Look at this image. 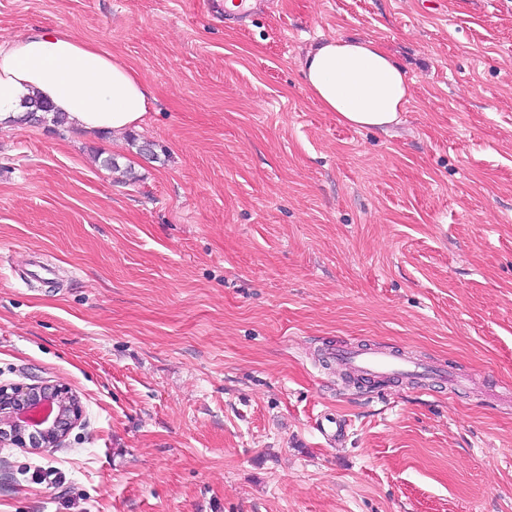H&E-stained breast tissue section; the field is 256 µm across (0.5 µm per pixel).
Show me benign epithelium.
Returning <instances> with one entry per match:
<instances>
[{
  "label": "benign epithelium",
  "mask_w": 512,
  "mask_h": 512,
  "mask_svg": "<svg viewBox=\"0 0 512 512\" xmlns=\"http://www.w3.org/2000/svg\"><path fill=\"white\" fill-rule=\"evenodd\" d=\"M83 418L80 398L68 387L35 377L0 382V447L52 453Z\"/></svg>",
  "instance_id": "7a95c632"
}]
</instances>
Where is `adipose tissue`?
Returning <instances> with one entry per match:
<instances>
[{"instance_id": "adipose-tissue-1", "label": "adipose tissue", "mask_w": 512, "mask_h": 512, "mask_svg": "<svg viewBox=\"0 0 512 512\" xmlns=\"http://www.w3.org/2000/svg\"><path fill=\"white\" fill-rule=\"evenodd\" d=\"M301 66L311 99L354 127L387 129L410 102L405 71L367 38L324 40ZM36 95L65 114L70 130L86 134L138 127L150 105L133 67L70 32L44 28L0 40V127Z\"/></svg>"}]
</instances>
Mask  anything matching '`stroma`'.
<instances>
[{
    "instance_id": "obj_1",
    "label": "stroma",
    "mask_w": 512,
    "mask_h": 512,
    "mask_svg": "<svg viewBox=\"0 0 512 512\" xmlns=\"http://www.w3.org/2000/svg\"><path fill=\"white\" fill-rule=\"evenodd\" d=\"M35 27L140 73L155 154L0 130V381L84 408L65 448L0 447V512H512V0H0L1 39ZM338 36L406 71L388 130L306 92ZM340 343L485 391L347 387ZM347 426L348 424L345 420L337 417L335 414H327L320 421L319 432L327 443L339 445L347 434Z\"/></svg>"
}]
</instances>
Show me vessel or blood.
<instances>
[{
  "mask_svg": "<svg viewBox=\"0 0 512 512\" xmlns=\"http://www.w3.org/2000/svg\"><path fill=\"white\" fill-rule=\"evenodd\" d=\"M329 363L358 380L392 379L425 391L449 385L465 389L476 383L474 374L457 372L445 364L420 359L400 349L338 347L330 351ZM319 432L327 443L338 445L347 434V423L327 414L320 422Z\"/></svg>",
  "mask_w": 512,
  "mask_h": 512,
  "instance_id": "1",
  "label": "vessel or blood"
}]
</instances>
